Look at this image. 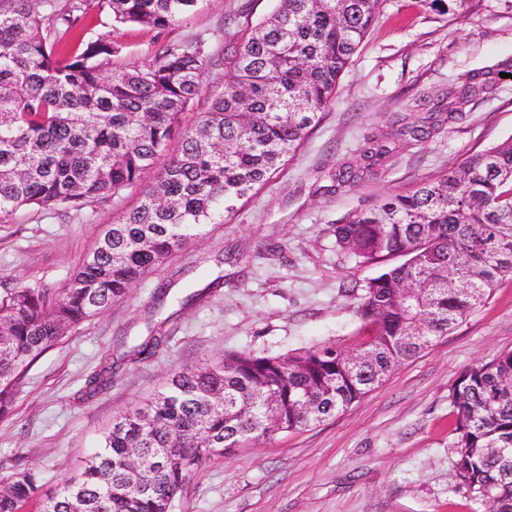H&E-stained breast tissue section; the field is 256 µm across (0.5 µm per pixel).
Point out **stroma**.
<instances>
[{"label":"stroma","mask_w":512,"mask_h":512,"mask_svg":"<svg viewBox=\"0 0 512 512\" xmlns=\"http://www.w3.org/2000/svg\"><path fill=\"white\" fill-rule=\"evenodd\" d=\"M278 0H201L164 29L110 26L106 0H85L77 30L111 35L112 66H140L159 47L205 39L211 51L245 36ZM512 60V0H476L436 15L419 0H384L343 73L336 95L301 149L223 223L136 283L105 312L72 329L29 369L0 418V475L23 468L53 490L75 473L123 412L159 390L174 368L230 352L281 355L315 345L359 344L357 287L379 267L337 248L333 230L356 208L438 175L512 137V78L449 113L448 91L469 73ZM436 115L420 141L392 140L400 115ZM390 152L375 166L366 141ZM352 169V186L332 180ZM127 192L80 213L28 209L0 224V292L64 286L118 214ZM149 357L131 358L148 338ZM512 350V279L455 330L400 366L359 402L323 422L247 442L213 460L174 501L173 512H486L454 479L448 388L464 368ZM112 374L97 391L89 380Z\"/></svg>","instance_id":"35a3bbf8"}]
</instances>
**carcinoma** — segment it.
<instances>
[{"label": "carcinoma", "mask_w": 512, "mask_h": 512, "mask_svg": "<svg viewBox=\"0 0 512 512\" xmlns=\"http://www.w3.org/2000/svg\"><path fill=\"white\" fill-rule=\"evenodd\" d=\"M85 0H0V223L29 208L80 211L137 190L62 289L0 295V415L32 363L65 333L122 298L205 224L265 184L302 146L384 0H281L218 59L202 40L160 49L146 65L111 69V38L75 36ZM200 0H107L112 22L167 28ZM439 14L475 0H420ZM230 82L182 115L217 62ZM467 78L452 103L490 88ZM166 158L160 170L158 158ZM336 246L382 272L362 288L365 339L351 363L335 346L278 356L232 352L173 370L117 418L40 512H171L173 501L224 451L270 440L346 410L397 368L448 335L512 278V138L442 175L350 212ZM454 477L488 506L512 512V351L463 369L449 387ZM25 468L0 478V512H20L41 487Z\"/></svg>", "instance_id": "obj_1"}]
</instances>
